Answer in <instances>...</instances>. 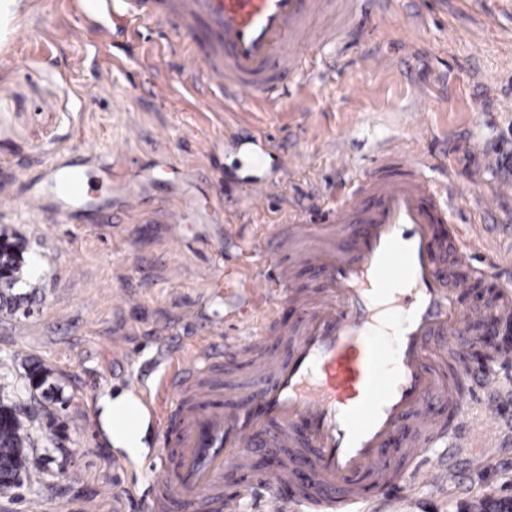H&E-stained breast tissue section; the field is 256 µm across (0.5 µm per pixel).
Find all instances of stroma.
<instances>
[{"mask_svg": "<svg viewBox=\"0 0 512 512\" xmlns=\"http://www.w3.org/2000/svg\"><path fill=\"white\" fill-rule=\"evenodd\" d=\"M381 20L363 28L339 8L320 16L344 29L331 49L335 66L311 59L308 94L277 112H210L180 86L183 62L159 55L153 39L130 30L127 54L111 61L98 23L73 35L65 0L45 9L26 0L0 51L24 55L16 70L0 66V193L20 194L17 166L38 172L70 150L88 151L141 169L138 201L117 224H52L25 209L0 210V236L22 240L27 275L19 285L28 314L0 312V404L45 410L30 430L37 464L22 487L0 492V512H144L143 490L159 468L161 428L146 418L140 453L115 447L104 427L101 398L130 391V378L153 357L160 337L173 357L197 341L244 343L262 316L241 295L262 285L272 263L264 238L288 219H324L332 197L361 180L379 150L414 141L424 175L454 178L459 198L443 233L485 229L480 262L496 260L497 280L468 271L465 308L481 306L498 281L512 282V199L492 197L512 180V9L506 0H380ZM380 52L387 66L368 69L363 54ZM151 62L169 80L177 104L154 100L139 74ZM112 81L95 99L84 95L96 70ZM425 99L429 111L413 109ZM264 130L303 164L285 182L282 199L254 202L236 187L274 178V163L253 167L249 148L228 133ZM484 150L471 153V139ZM344 153L345 169L336 155ZM192 196L185 222L168 208ZM49 371L55 397L42 401L28 370ZM482 446L458 462L446 483H414L391 510L460 512L467 504L512 496V435L481 433Z\"/></svg>", "mask_w": 512, "mask_h": 512, "instance_id": "35a3bbf8", "label": "stroma"}]
</instances>
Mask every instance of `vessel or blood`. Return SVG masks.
<instances>
[{"label": "vessel or blood", "instance_id": "obj_1", "mask_svg": "<svg viewBox=\"0 0 512 512\" xmlns=\"http://www.w3.org/2000/svg\"><path fill=\"white\" fill-rule=\"evenodd\" d=\"M322 0H69L75 28L94 19L113 34L129 26L159 31L171 55L189 56L182 83L205 94L211 112L277 110L285 81L303 73L301 35ZM251 158L271 157L279 177L249 183L253 201L279 197L296 155L277 148L266 132L249 134ZM22 196H0V207L23 203L60 223L93 208L98 221L118 222L111 202H93L85 162L62 156L38 177L20 170ZM444 191L426 179L408 153L377 156L369 173L344 188L324 236L307 257L291 251L311 227L297 214L272 235L274 269L248 305L264 312L247 347L248 377L232 395L217 378L223 355L210 345L188 349L179 361L158 350L164 372L138 384L140 412L168 422L175 432V466L155 475L152 512H237L222 492L224 473L244 469L255 454L273 449L281 468L261 487L266 512H289L277 489L297 479L307 512H344L381 503L416 480L437 484L479 442L468 418L474 393L498 402L512 397L496 370L473 372L460 345L475 323L512 319V288L495 293L486 310H463L468 281L449 272L437 225L447 223ZM316 266L325 286L309 295L296 288L294 268ZM301 303V329L278 323L275 301ZM453 352L449 365L432 361L433 345ZM455 421L452 432L433 427L437 405ZM447 442L448 454L420 467ZM417 460L395 471L392 457Z\"/></svg>", "mask_w": 512, "mask_h": 512}]
</instances>
